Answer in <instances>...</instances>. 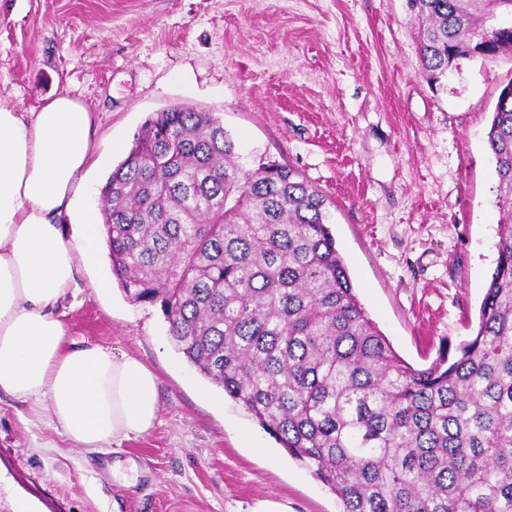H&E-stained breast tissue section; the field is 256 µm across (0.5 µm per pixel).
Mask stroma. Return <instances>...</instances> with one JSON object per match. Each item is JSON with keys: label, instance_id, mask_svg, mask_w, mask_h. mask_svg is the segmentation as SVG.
Returning a JSON list of instances; mask_svg holds the SVG:
<instances>
[{"label": "stroma", "instance_id": "1", "mask_svg": "<svg viewBox=\"0 0 512 512\" xmlns=\"http://www.w3.org/2000/svg\"><path fill=\"white\" fill-rule=\"evenodd\" d=\"M406 0H0V104L66 92L92 114L94 205L153 113H215L247 167L276 161L326 198L358 299L404 362L472 335L497 259L486 143L512 58L460 60L428 83ZM107 255L58 313L77 343L139 358L158 419L108 453L72 448L0 396V512H339L338 500L180 353L159 307L134 303Z\"/></svg>", "mask_w": 512, "mask_h": 512}]
</instances>
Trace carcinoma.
Wrapping results in <instances>:
<instances>
[{
    "label": "carcinoma",
    "mask_w": 512,
    "mask_h": 512,
    "mask_svg": "<svg viewBox=\"0 0 512 512\" xmlns=\"http://www.w3.org/2000/svg\"><path fill=\"white\" fill-rule=\"evenodd\" d=\"M423 73L512 56V0H408ZM487 141L496 266L477 328L404 363L358 300L325 198L276 162L247 169L212 112L141 127L100 190L112 272L177 349L333 492L340 512H512V95Z\"/></svg>",
    "instance_id": "cac0c4a2"
}]
</instances>
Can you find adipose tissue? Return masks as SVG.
<instances>
[{"instance_id": "obj_1", "label": "adipose tissue", "mask_w": 512, "mask_h": 512, "mask_svg": "<svg viewBox=\"0 0 512 512\" xmlns=\"http://www.w3.org/2000/svg\"><path fill=\"white\" fill-rule=\"evenodd\" d=\"M88 109L61 93L35 112L0 106V393L49 421L73 446L103 452L150 432L157 376L138 358L77 344L56 313L77 265L100 249L95 209L81 217L79 245L63 226L92 167Z\"/></svg>"}]
</instances>
